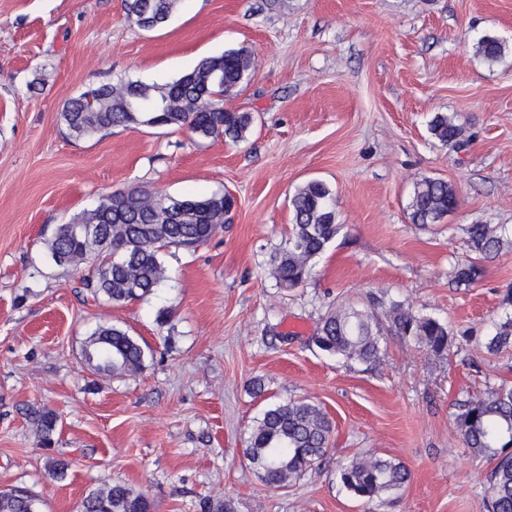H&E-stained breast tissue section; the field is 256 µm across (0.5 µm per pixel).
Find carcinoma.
Returning <instances> with one entry per match:
<instances>
[{
	"label": "carcinoma",
	"instance_id": "obj_1",
	"mask_svg": "<svg viewBox=\"0 0 512 512\" xmlns=\"http://www.w3.org/2000/svg\"><path fill=\"white\" fill-rule=\"evenodd\" d=\"M178 0H124L127 17L141 29L165 26L177 9ZM478 55L490 65L499 62L506 45L492 37L478 42ZM255 69V59L246 48L205 57L190 71L164 85L128 80L88 88L64 103L61 119L70 137L85 139L114 127H188L200 140L221 137L234 143L247 139L254 125L250 112L224 108V98L237 94ZM432 137L455 148L462 142L463 126L455 117L437 113L429 123ZM168 195L134 189L114 192L94 209L55 227L45 239L51 258L61 254L64 263L80 269L95 258L92 269L79 281V292L95 302L113 304L142 299L168 279L160 252L175 247L196 249L205 244L224 215L231 211L228 194L179 199V212L165 204ZM291 227L288 242L269 260L270 274L283 288H297L312 278V261L336 238L342 225L336 222L335 192L324 181L312 179L296 189L290 199ZM455 187L440 178L418 180L408 203L409 218L422 227L441 223L456 210ZM79 224L96 232L91 241L75 235ZM467 247L473 257L454 265L452 275L459 286L469 287L485 272L483 262L512 246L509 230L502 225L470 224ZM388 313V330L411 337L436 354L448 351L453 333L448 324L421 315L402 301L375 298L363 308L356 305L328 312L314 337L323 352L345 361L373 365L384 351L383 325L378 310ZM491 355L512 350V314L491 323L484 336ZM152 356L150 347L118 325H99L82 347L85 365L92 371L126 376L142 371ZM43 446L54 442L57 416L36 411L32 418ZM456 426L469 448L488 453L495 465L488 477L487 512H512V386L489 387L461 404ZM332 423L316 402L293 399L263 411L248 438L244 456L259 471L267 485L285 487L303 476L328 452ZM411 478L402 461L379 456H361L349 461L340 480L354 497L371 502L401 488ZM201 512H234L228 500L199 501ZM147 498L115 482L83 498L80 512H149ZM0 512H42L41 503L22 489L0 491Z\"/></svg>",
	"mask_w": 512,
	"mask_h": 512
}]
</instances>
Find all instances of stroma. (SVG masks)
Here are the masks:
<instances>
[{
	"mask_svg": "<svg viewBox=\"0 0 512 512\" xmlns=\"http://www.w3.org/2000/svg\"><path fill=\"white\" fill-rule=\"evenodd\" d=\"M485 36L508 48L492 66L477 54ZM240 47L256 67L224 106L254 114L247 141L150 126L75 140L61 121L88 87L162 85ZM439 112L464 125L459 147L431 136ZM428 176L452 183L459 205L421 227L407 206ZM311 179L333 189L342 229L312 279L288 290L267 262ZM130 188L229 193L236 205L196 251L164 250L170 278L154 294L84 299L79 271L51 261L43 240ZM477 222L512 227V0H179L151 32L123 0H0V490L25 488L43 512H78L115 482L150 512H200L205 496L235 512H487L493 462L464 446L455 418L469 397L512 383V354L483 347L505 314L512 250L457 286L452 268ZM381 294L447 322L448 352L389 334L366 367L315 346L327 311ZM105 322L150 345L144 370L84 365L82 342ZM296 398L328 413L331 449L274 489L243 450L264 409ZM34 408L58 417L52 448L33 430ZM371 454L403 461L411 480L366 504L339 470Z\"/></svg>",
	"mask_w": 512,
	"mask_h": 512,
	"instance_id": "1",
	"label": "stroma"
}]
</instances>
